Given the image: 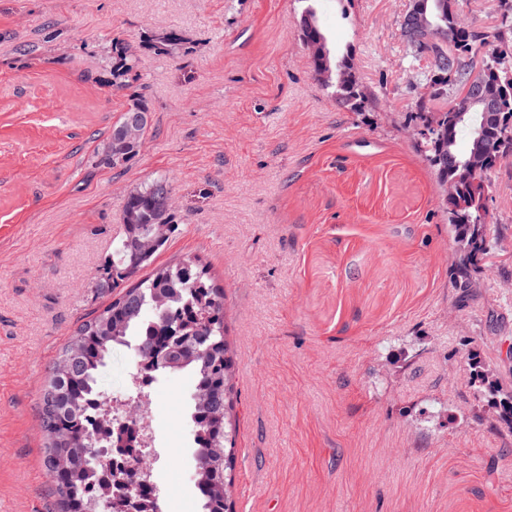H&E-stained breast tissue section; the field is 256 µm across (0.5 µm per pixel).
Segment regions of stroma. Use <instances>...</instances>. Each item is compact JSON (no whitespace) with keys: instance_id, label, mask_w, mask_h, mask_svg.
I'll return each instance as SVG.
<instances>
[{"instance_id":"35a3bbf8","label":"stroma","mask_w":512,"mask_h":512,"mask_svg":"<svg viewBox=\"0 0 512 512\" xmlns=\"http://www.w3.org/2000/svg\"><path fill=\"white\" fill-rule=\"evenodd\" d=\"M411 0H315L371 100L318 81L304 0H0V512H55L41 397L62 345L118 290L94 288L127 194L158 176L178 225L155 265L224 291L238 420L232 512H512V428L470 380L512 392V157L489 173L496 247L452 276L443 188L418 145L439 112L401 32ZM491 31L512 0H459ZM176 31L171 51L143 37ZM140 77L112 85V43ZM151 128L98 166L129 93ZM132 345L98 383L131 396ZM149 448L161 512H201L192 378L160 374Z\"/></svg>"}]
</instances>
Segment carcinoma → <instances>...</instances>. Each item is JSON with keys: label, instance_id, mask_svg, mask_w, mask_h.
I'll use <instances>...</instances> for the list:
<instances>
[{"label": "carcinoma", "instance_id": "1", "mask_svg": "<svg viewBox=\"0 0 512 512\" xmlns=\"http://www.w3.org/2000/svg\"><path fill=\"white\" fill-rule=\"evenodd\" d=\"M432 25L418 39H406L415 56L432 58L434 96L461 94L470 84H480L500 96L502 108L492 121L482 122L481 109L463 119L451 111L419 113L424 141L419 149L434 170L438 182L456 181L461 190L445 206L457 244L455 283L469 288L481 262L491 254L489 212L482 200L487 175L494 168L489 156L512 153V25L493 35L462 28L458 0H423ZM304 44L311 49L310 67L324 85H335L340 100L355 110L368 102L350 64L331 55L327 37L312 8L300 19ZM495 41L496 53L475 59L480 48ZM144 48L166 50L181 43L174 31L149 35ZM115 63L112 85L123 88L137 74L139 57L122 41L112 43ZM136 112H150L144 96L132 93L114 128L125 129L120 139L110 136L96 155L99 166L123 168L138 153L150 123L127 124ZM468 132V145L457 147L458 135ZM167 179L157 177L129 192L122 211L124 233L113 241L112 257L100 266L95 287L115 288L119 282L149 266L165 246H146L150 227L162 224L176 230ZM179 326L181 339L169 337ZM137 337L134 352L140 370L155 379L163 371L189 370L193 377L192 434L196 445L195 482L202 496V512H229L227 503L233 467L236 421L233 420L232 361L224 340V292L191 262L155 269L109 303L95 318L80 325L64 344L53 363L43 389L41 421L46 435L44 466L58 496V512H97L94 488L112 492L122 486L125 470L102 462V444L90 429L91 412L103 399L97 376L112 346ZM487 401L500 409V417L512 424V394L500 393L497 382L483 368L473 374ZM112 453L120 460L136 448L134 426L114 431ZM130 512H159L154 487L149 485Z\"/></svg>", "mask_w": 512, "mask_h": 512}]
</instances>
